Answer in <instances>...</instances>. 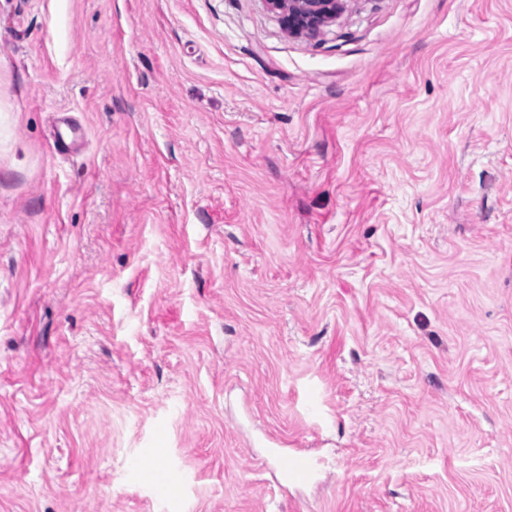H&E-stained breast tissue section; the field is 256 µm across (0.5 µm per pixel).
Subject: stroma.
<instances>
[{
	"instance_id": "obj_1",
	"label": "stroma",
	"mask_w": 512,
	"mask_h": 512,
	"mask_svg": "<svg viewBox=\"0 0 512 512\" xmlns=\"http://www.w3.org/2000/svg\"><path fill=\"white\" fill-rule=\"evenodd\" d=\"M0 512H512V0H0ZM268 7L282 18L288 34L315 37L336 20L346 0H266ZM275 459L279 474L286 482L300 484L310 480L312 466L309 457L277 451Z\"/></svg>"
}]
</instances>
